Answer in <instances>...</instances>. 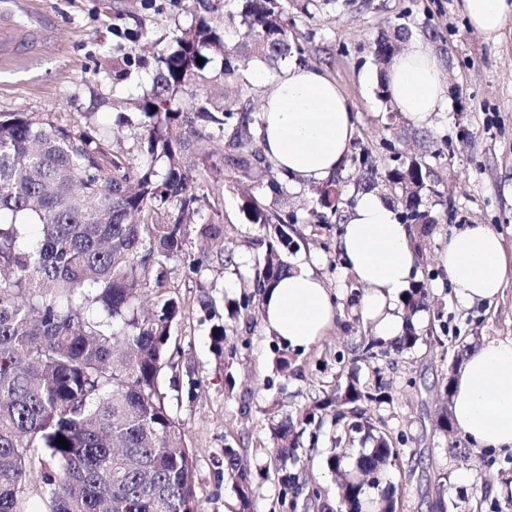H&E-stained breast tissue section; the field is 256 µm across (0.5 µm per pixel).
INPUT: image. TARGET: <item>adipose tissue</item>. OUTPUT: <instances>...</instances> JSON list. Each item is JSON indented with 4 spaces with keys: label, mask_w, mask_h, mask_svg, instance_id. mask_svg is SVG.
Listing matches in <instances>:
<instances>
[{
    "label": "adipose tissue",
    "mask_w": 512,
    "mask_h": 512,
    "mask_svg": "<svg viewBox=\"0 0 512 512\" xmlns=\"http://www.w3.org/2000/svg\"><path fill=\"white\" fill-rule=\"evenodd\" d=\"M461 7L470 28L490 42L500 41L512 20V0H462ZM385 78L393 104L416 123H429L448 105L442 65L423 44L396 55ZM257 134L277 171L317 184L347 159L354 136L351 107L321 71L295 65L266 94ZM410 234L372 192L361 194L341 231V255L365 289L362 314L384 338L400 336L405 327L399 304L416 268ZM441 261L457 300L468 306L495 300L512 272L501 236L486 224L455 231ZM335 316L327 288L299 261L262 296L267 331L295 350H307L325 336ZM451 412L475 445L512 447V341L490 340L468 355L453 381Z\"/></svg>",
    "instance_id": "adipose-tissue-1"
}]
</instances>
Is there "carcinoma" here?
Wrapping results in <instances>:
<instances>
[{"mask_svg": "<svg viewBox=\"0 0 512 512\" xmlns=\"http://www.w3.org/2000/svg\"><path fill=\"white\" fill-rule=\"evenodd\" d=\"M229 4L246 29L239 45L227 46L217 20L199 14L157 55L151 90L131 103L136 155L113 149L112 131L89 114L0 113V512H27L32 495L41 498L43 512H199L194 455L159 385L172 367L169 344L181 315L175 274L233 262L209 187L226 170L251 177L263 159L253 134L258 115L242 88L231 96L226 86L252 61L276 68L302 55L289 10L310 16L335 0H222L203 7L215 14ZM410 34L406 23L382 34L374 43L377 61L390 63ZM212 54L222 56L216 73L208 69ZM210 85L221 87L222 101L204 91ZM213 138L229 150L218 163L197 148ZM265 172L269 203L252 198L244 207L264 230L252 279L260 295L289 271L288 226L298 222L288 210V179L270 166ZM431 175L423 153L388 166L383 179L399 220L412 226L417 253L436 220L420 192L404 193L413 183L427 187ZM337 185L334 175L318 187L320 224L341 218L345 199ZM425 299L424 282H413L403 300L409 313L403 333L390 342L362 337L359 359L419 344L448 348L413 323ZM384 399L380 384L350 382L327 402L271 422L269 454L277 462L299 458L301 435L323 423L319 410L329 412L335 431L329 470H341L343 443H372L359 449L333 497L317 491L305 507L398 512L399 488L386 471L398 466L400 449L383 421L367 415L368 404ZM437 428L449 436L451 453H476L451 411L440 414ZM60 435L68 448L56 442ZM224 473L235 483L241 512H250L253 489L232 448L224 453ZM447 480L445 474L437 480V512L467 499Z\"/></svg>", "mask_w": 512, "mask_h": 512, "instance_id": "cac0c4a2", "label": "carcinoma"}]
</instances>
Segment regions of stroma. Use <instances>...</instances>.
<instances>
[{
	"label": "stroma",
	"mask_w": 512,
	"mask_h": 512,
	"mask_svg": "<svg viewBox=\"0 0 512 512\" xmlns=\"http://www.w3.org/2000/svg\"><path fill=\"white\" fill-rule=\"evenodd\" d=\"M156 2L148 10L144 0H0V12L36 33L11 63L0 65V112H90L111 129L115 147L132 150L133 129L126 123L132 110L114 106L113 100L149 90L156 56L170 45L177 27L192 22L172 0ZM296 22L303 65L321 69L349 100L355 125L351 154L368 153L383 168L391 157L421 153L422 134L433 141L429 164L444 198L431 208L437 226L423 241L417 277L424 280L432 307L420 313L417 326L450 339L512 340V276L496 303L467 308L455 299L440 262L451 232L468 224L490 225L512 252V21L496 44L470 29L459 0H373L367 9L328 7ZM404 22L412 27L414 41L440 58L450 82L449 106L424 127L404 114L388 118L379 96L372 43L388 26ZM119 27L138 31V39H118ZM123 52L139 57L140 65L119 82L112 58ZM288 191V207L299 218L288 256L305 258L337 306L331 328L308 350H288L267 333L263 321L249 324L236 313L240 278L252 274L261 252V231L242 209L246 195L261 194L259 179L228 178L214 190L233 265L215 264L200 276L177 274L181 323L170 344L173 365L162 373L160 388L194 452L200 512H239L237 490L224 477L228 447L238 450L252 480L251 512H293L282 500L267 454L273 442L267 416L313 406L336 385L353 380L382 381L388 394L368 413L399 443L400 466L388 477L403 487L401 512H428L442 474L466 489L469 502H480L482 512H495L496 502L512 493L502 483L512 475V449L491 448L467 461L449 452L435 427L442 407L439 387L450 370L439 351L424 344L354 361L360 336L373 328L359 318L362 297L351 292L352 276L337 253L339 227L313 217V185L293 182ZM208 297L214 308L203 307ZM436 306L444 310L439 321L432 313ZM219 322L234 331L218 350L211 329ZM331 434L326 427L303 439L296 467L298 503L316 491L335 492L336 476L325 464Z\"/></svg>",
	"instance_id": "obj_1"
}]
</instances>
